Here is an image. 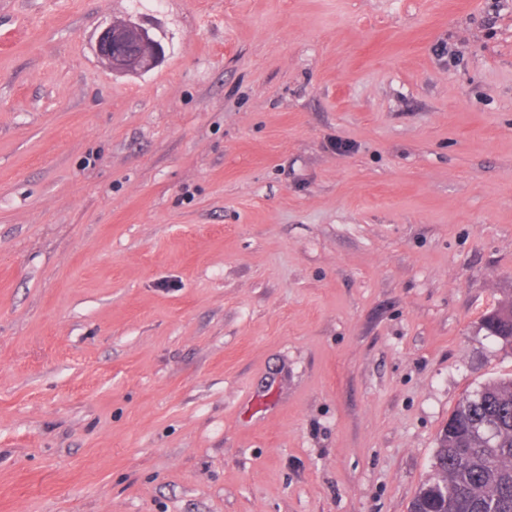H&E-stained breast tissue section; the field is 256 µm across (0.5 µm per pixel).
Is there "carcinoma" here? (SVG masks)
Segmentation results:
<instances>
[{
	"label": "carcinoma",
	"mask_w": 512,
	"mask_h": 512,
	"mask_svg": "<svg viewBox=\"0 0 512 512\" xmlns=\"http://www.w3.org/2000/svg\"><path fill=\"white\" fill-rule=\"evenodd\" d=\"M489 336L512 347V303L484 318ZM448 497L421 486L416 512H512V379L481 385L448 416L434 454Z\"/></svg>",
	"instance_id": "1"
}]
</instances>
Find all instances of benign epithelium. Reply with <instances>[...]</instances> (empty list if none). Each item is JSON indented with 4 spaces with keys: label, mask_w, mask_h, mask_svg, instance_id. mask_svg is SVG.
<instances>
[{
    "label": "benign epithelium",
    "mask_w": 512,
    "mask_h": 512,
    "mask_svg": "<svg viewBox=\"0 0 512 512\" xmlns=\"http://www.w3.org/2000/svg\"><path fill=\"white\" fill-rule=\"evenodd\" d=\"M96 54L113 72L134 74L155 66L164 52L147 28L129 19H114L98 35Z\"/></svg>",
    "instance_id": "7a95c632"
}]
</instances>
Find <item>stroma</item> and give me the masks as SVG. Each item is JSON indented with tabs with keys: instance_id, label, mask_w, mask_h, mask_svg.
Returning <instances> with one entry per match:
<instances>
[{
	"instance_id": "stroma-1",
	"label": "stroma",
	"mask_w": 512,
	"mask_h": 512,
	"mask_svg": "<svg viewBox=\"0 0 512 512\" xmlns=\"http://www.w3.org/2000/svg\"><path fill=\"white\" fill-rule=\"evenodd\" d=\"M510 297L512 0H0V512H409ZM96 54L112 72L149 70L163 57V47L149 30L131 19H114L98 35Z\"/></svg>"
}]
</instances>
